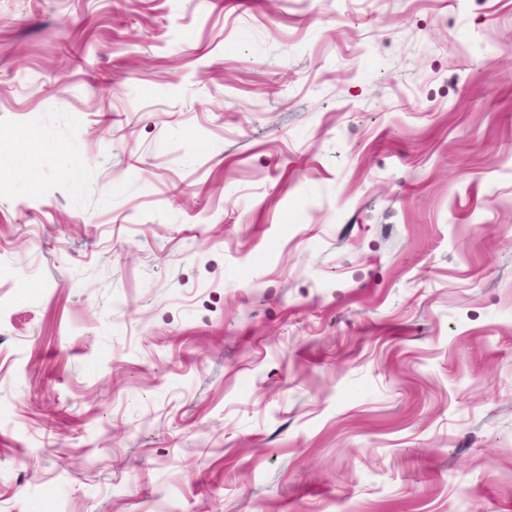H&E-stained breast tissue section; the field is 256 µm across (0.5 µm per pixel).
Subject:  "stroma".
Returning a JSON list of instances; mask_svg holds the SVG:
<instances>
[{
  "instance_id": "stroma-1",
  "label": "stroma",
  "mask_w": 512,
  "mask_h": 512,
  "mask_svg": "<svg viewBox=\"0 0 512 512\" xmlns=\"http://www.w3.org/2000/svg\"><path fill=\"white\" fill-rule=\"evenodd\" d=\"M0 512H512V0H0Z\"/></svg>"
}]
</instances>
